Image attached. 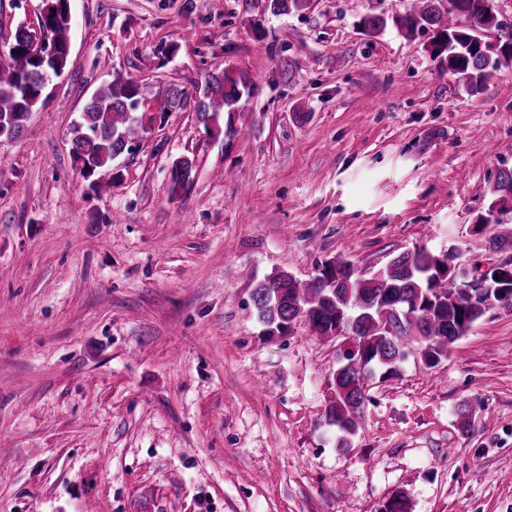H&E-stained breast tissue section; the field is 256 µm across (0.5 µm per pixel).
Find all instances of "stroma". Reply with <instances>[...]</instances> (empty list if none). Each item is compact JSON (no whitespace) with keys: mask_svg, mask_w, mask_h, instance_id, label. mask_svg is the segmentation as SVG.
Masks as SVG:
<instances>
[{"mask_svg":"<svg viewBox=\"0 0 512 512\" xmlns=\"http://www.w3.org/2000/svg\"><path fill=\"white\" fill-rule=\"evenodd\" d=\"M70 0L69 65L0 140V512H512V306L447 359L370 380L350 447L325 422L339 342L263 333L256 285L457 244L512 168V69L466 90L410 0ZM42 0H0V53ZM247 85L233 136L169 88ZM140 134L91 192L73 123L114 75ZM307 113L306 122L295 119ZM195 177L171 190L176 159ZM469 409L470 427L461 411Z\"/></svg>","mask_w":512,"mask_h":512,"instance_id":"1","label":"stroma"}]
</instances>
